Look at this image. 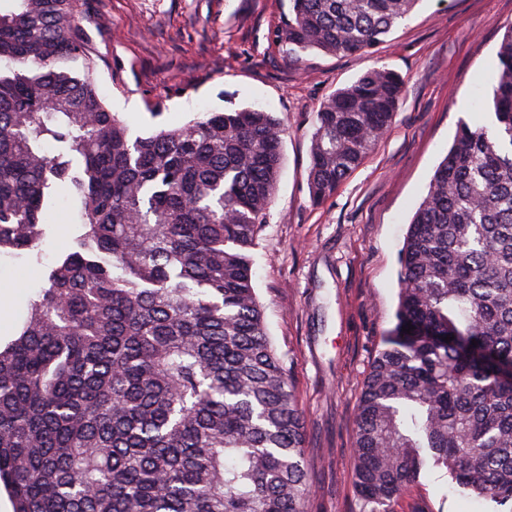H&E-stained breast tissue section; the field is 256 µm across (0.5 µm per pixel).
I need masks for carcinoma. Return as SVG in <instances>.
Returning a JSON list of instances; mask_svg holds the SVG:
<instances>
[{
    "instance_id": "obj_1",
    "label": "carcinoma",
    "mask_w": 512,
    "mask_h": 512,
    "mask_svg": "<svg viewBox=\"0 0 512 512\" xmlns=\"http://www.w3.org/2000/svg\"><path fill=\"white\" fill-rule=\"evenodd\" d=\"M12 2L0 11L12 64L0 72V256H40L62 189L81 218L0 338V484L14 512H308L304 416L253 286L281 120L202 112L132 139L90 63L68 68L85 55L76 0ZM419 2L289 0L281 39L298 64L310 51L361 56ZM497 68L491 125L459 123L400 250L396 323L355 419L359 512H394L428 465L459 496L512 512V26ZM403 86L374 68L322 102L313 203L375 149Z\"/></svg>"
}]
</instances>
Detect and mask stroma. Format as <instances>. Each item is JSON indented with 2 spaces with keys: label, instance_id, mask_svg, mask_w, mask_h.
Here are the masks:
<instances>
[{
  "label": "stroma",
  "instance_id": "35a3bbf8",
  "mask_svg": "<svg viewBox=\"0 0 512 512\" xmlns=\"http://www.w3.org/2000/svg\"><path fill=\"white\" fill-rule=\"evenodd\" d=\"M97 89L131 135L198 113L259 106L283 122L282 165L255 251V292L303 410L314 494L309 512H359L352 479L354 420L383 336L396 323L399 250L460 121H478L496 81L512 0H420L387 43L362 55L312 52L302 65L280 38L288 0H78ZM400 73L394 124L336 193L312 203L310 119L367 70ZM36 260H0V336L21 322L48 265L72 247L68 200L49 215ZM395 512H493L463 500L430 468Z\"/></svg>",
  "mask_w": 512,
  "mask_h": 512
}]
</instances>
